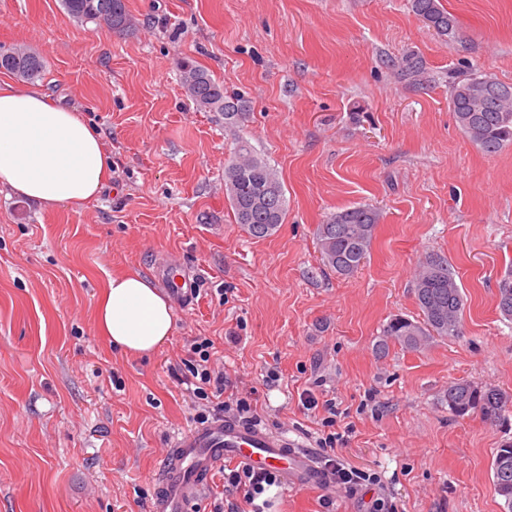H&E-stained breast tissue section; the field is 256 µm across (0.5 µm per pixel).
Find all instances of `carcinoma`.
<instances>
[{
  "label": "carcinoma",
  "mask_w": 512,
  "mask_h": 512,
  "mask_svg": "<svg viewBox=\"0 0 512 512\" xmlns=\"http://www.w3.org/2000/svg\"><path fill=\"white\" fill-rule=\"evenodd\" d=\"M66 12L78 23L105 24L122 31L130 24L125 0H62ZM410 7L427 29L448 40L456 38L458 20L441 0H410ZM45 60L27 46L0 43V70L25 81L44 74ZM181 83L196 107L224 114V125L237 130L249 122L251 102L239 93H229L208 70L190 60L180 64ZM455 121L466 137L484 153L492 155L512 145V84L487 73H474L455 82L450 95ZM224 185L236 223L254 239L271 236L287 214V199L277 171L250 141L237 138L234 152L224 164ZM381 215L377 208L358 205L331 214L317 225L316 238L323 264L349 278L367 259ZM416 303L422 320L396 316L383 327L382 351L392 340L417 351L436 338L460 332L464 298L457 274L448 260L430 255L420 265L415 281ZM497 308L512 319V273L497 285ZM448 410L456 417L478 411L489 420L504 417L509 396L494 386L467 381L448 384ZM494 490L512 512V442L497 449L492 463Z\"/></svg>",
  "instance_id": "obj_1"
}]
</instances>
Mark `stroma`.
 Here are the masks:
<instances>
[{"instance_id": "stroma-1", "label": "stroma", "mask_w": 512, "mask_h": 512, "mask_svg": "<svg viewBox=\"0 0 512 512\" xmlns=\"http://www.w3.org/2000/svg\"><path fill=\"white\" fill-rule=\"evenodd\" d=\"M448 42L410 0H126L131 26L76 24L61 0H0V43L39 50V86L102 129L112 179L98 199L38 210L0 193V512H150L172 438L197 427L184 360L209 339L227 393L256 390L264 427L314 448L330 399L352 426L337 452L371 469L398 512H504L493 486L504 421L448 410L450 382L512 397V320L497 283L512 271V146L488 155L458 127L455 80L512 84V0H442ZM207 68L253 112L243 129L284 186L288 214L251 238L224 189L235 134L186 97L180 63ZM369 204L378 224L353 277L323 266L315 230ZM446 257L462 332L418 351L376 343L419 319L414 275ZM170 341L142 358L95 326L110 275L160 285ZM276 381H267V373ZM355 496L280 480L246 502L212 475L194 512H365Z\"/></svg>"}]
</instances>
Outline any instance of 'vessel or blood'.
<instances>
[{
  "label": "vessel or blood",
  "mask_w": 512,
  "mask_h": 512,
  "mask_svg": "<svg viewBox=\"0 0 512 512\" xmlns=\"http://www.w3.org/2000/svg\"><path fill=\"white\" fill-rule=\"evenodd\" d=\"M228 459L257 470L282 472L297 488L325 480L309 450L294 446L279 433L218 415L173 438L151 512H191L204 482Z\"/></svg>",
  "instance_id": "b4317fda"
}]
</instances>
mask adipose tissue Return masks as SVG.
<instances>
[{"mask_svg":"<svg viewBox=\"0 0 512 512\" xmlns=\"http://www.w3.org/2000/svg\"><path fill=\"white\" fill-rule=\"evenodd\" d=\"M112 176L103 131L42 89L0 82V189L51 210L96 199ZM100 336L134 355L174 329L168 297L136 273L110 276L95 310Z\"/></svg>","mask_w":512,"mask_h":512,"instance_id":"ef3b65f1","label":"adipose tissue"}]
</instances>
